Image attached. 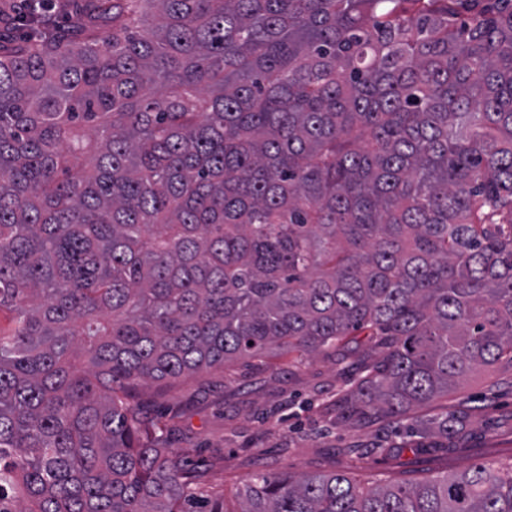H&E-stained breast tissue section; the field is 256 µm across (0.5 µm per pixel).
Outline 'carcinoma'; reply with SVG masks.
I'll return each instance as SVG.
<instances>
[{"mask_svg": "<svg viewBox=\"0 0 512 512\" xmlns=\"http://www.w3.org/2000/svg\"><path fill=\"white\" fill-rule=\"evenodd\" d=\"M0 512H229L130 393L381 362L401 419L512 367V0H96L0 44ZM236 512H512V465L254 474Z\"/></svg>", "mask_w": 512, "mask_h": 512, "instance_id": "cac0c4a2", "label": "carcinoma"}]
</instances>
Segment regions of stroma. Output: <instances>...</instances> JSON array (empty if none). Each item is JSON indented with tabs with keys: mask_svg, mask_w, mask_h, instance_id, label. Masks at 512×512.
Segmentation results:
<instances>
[{
	"mask_svg": "<svg viewBox=\"0 0 512 512\" xmlns=\"http://www.w3.org/2000/svg\"><path fill=\"white\" fill-rule=\"evenodd\" d=\"M367 350L240 359L168 386L147 383L135 397L168 425V445L224 489L229 512L257 470L342 473L358 483L427 480L475 463L512 464V368L478 372L434 404L399 424L365 419L349 424L339 413L347 391L372 364ZM449 411L458 426H429Z\"/></svg>",
	"mask_w": 512,
	"mask_h": 512,
	"instance_id": "obj_1",
	"label": "stroma"
}]
</instances>
